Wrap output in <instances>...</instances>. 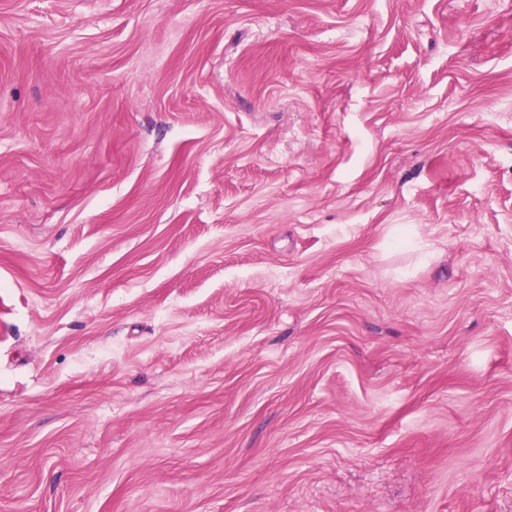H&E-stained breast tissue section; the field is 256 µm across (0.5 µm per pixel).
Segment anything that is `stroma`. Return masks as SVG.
Segmentation results:
<instances>
[{"mask_svg": "<svg viewBox=\"0 0 512 512\" xmlns=\"http://www.w3.org/2000/svg\"><path fill=\"white\" fill-rule=\"evenodd\" d=\"M0 512H512V0H0Z\"/></svg>", "mask_w": 512, "mask_h": 512, "instance_id": "35a3bbf8", "label": "stroma"}]
</instances>
